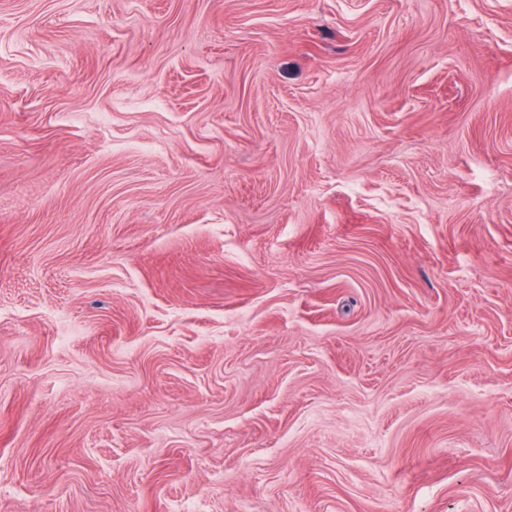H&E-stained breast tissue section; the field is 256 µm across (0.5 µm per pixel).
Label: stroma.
<instances>
[{
	"label": "stroma",
	"instance_id": "35a3bbf8",
	"mask_svg": "<svg viewBox=\"0 0 512 512\" xmlns=\"http://www.w3.org/2000/svg\"><path fill=\"white\" fill-rule=\"evenodd\" d=\"M0 512H512V0H0Z\"/></svg>",
	"mask_w": 512,
	"mask_h": 512
}]
</instances>
